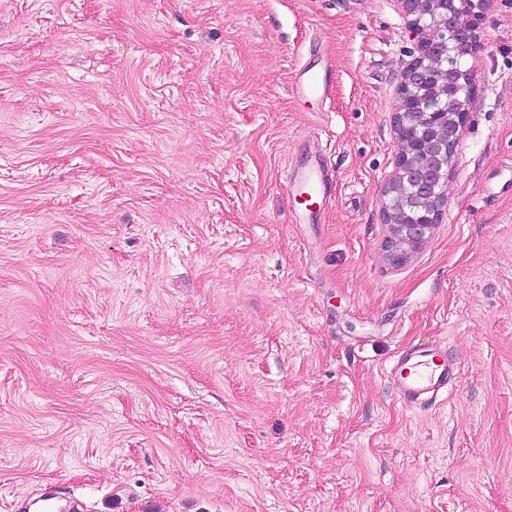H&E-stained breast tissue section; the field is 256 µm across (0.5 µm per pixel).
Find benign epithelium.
Wrapping results in <instances>:
<instances>
[{"mask_svg":"<svg viewBox=\"0 0 512 512\" xmlns=\"http://www.w3.org/2000/svg\"><path fill=\"white\" fill-rule=\"evenodd\" d=\"M418 55L397 88L391 124L398 146L381 206L392 265L419 254L441 223L452 160L462 141L482 34L493 0H398Z\"/></svg>","mask_w":512,"mask_h":512,"instance_id":"benign-epithelium-1","label":"benign epithelium"}]
</instances>
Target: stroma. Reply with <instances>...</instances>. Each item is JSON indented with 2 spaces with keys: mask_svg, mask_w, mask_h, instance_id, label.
<instances>
[{
  "mask_svg": "<svg viewBox=\"0 0 512 512\" xmlns=\"http://www.w3.org/2000/svg\"><path fill=\"white\" fill-rule=\"evenodd\" d=\"M481 28L443 219L393 266L398 0H0V512H512V0ZM411 344L459 369L418 409ZM332 63L326 58L312 67H305L292 85V92L300 97L323 100L332 84ZM284 184L289 194L299 195L303 191H308L313 198L329 200L332 178L328 174L326 160L322 157L321 151L316 150L315 154L308 152L300 160L291 163L286 169Z\"/></svg>",
  "mask_w": 512,
  "mask_h": 512,
  "instance_id": "stroma-1",
  "label": "stroma"
}]
</instances>
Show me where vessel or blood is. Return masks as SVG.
<instances>
[{
  "instance_id": "vessel-or-blood-1",
  "label": "vessel or blood",
  "mask_w": 512,
  "mask_h": 512,
  "mask_svg": "<svg viewBox=\"0 0 512 512\" xmlns=\"http://www.w3.org/2000/svg\"><path fill=\"white\" fill-rule=\"evenodd\" d=\"M332 83V65L321 61L301 70L292 86L300 97L324 99ZM288 193L310 192L313 197L329 200L332 179L321 154L306 153L290 164L284 175ZM391 373L399 382V397L403 405L418 408L434 403L440 390L447 388L449 379L455 378L457 369L447 364L437 347L407 346L391 366Z\"/></svg>"
}]
</instances>
